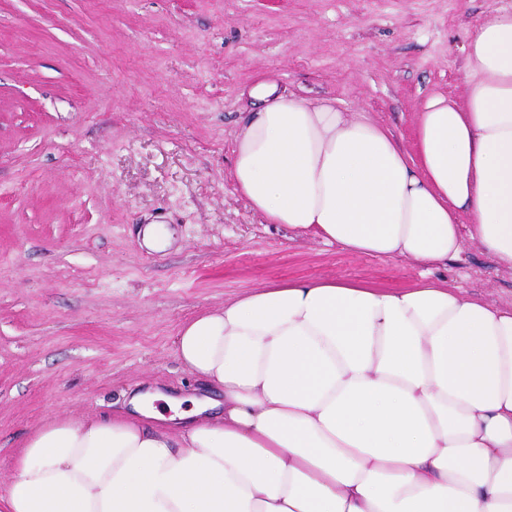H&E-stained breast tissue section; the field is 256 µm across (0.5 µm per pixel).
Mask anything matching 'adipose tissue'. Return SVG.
I'll return each instance as SVG.
<instances>
[{
  "label": "adipose tissue",
  "mask_w": 512,
  "mask_h": 512,
  "mask_svg": "<svg viewBox=\"0 0 512 512\" xmlns=\"http://www.w3.org/2000/svg\"><path fill=\"white\" fill-rule=\"evenodd\" d=\"M465 95L405 148L366 113L257 82L232 179L271 223L433 269L512 270V10L470 35ZM209 389L36 429L5 512H512V306L447 279L270 284L183 325Z\"/></svg>",
  "instance_id": "ef3b65f1"
}]
</instances>
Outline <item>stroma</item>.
I'll list each match as a JSON object with an SVG mask.
<instances>
[{
  "label": "stroma",
  "instance_id": "stroma-1",
  "mask_svg": "<svg viewBox=\"0 0 512 512\" xmlns=\"http://www.w3.org/2000/svg\"><path fill=\"white\" fill-rule=\"evenodd\" d=\"M512 0H0V496L28 434L201 383L182 325L273 283L409 288L420 266L270 223L231 178L262 77L365 112L412 146L420 101L462 97L472 31ZM150 224L166 248L144 239ZM451 287L512 304L476 246Z\"/></svg>",
  "mask_w": 512,
  "mask_h": 512
}]
</instances>
